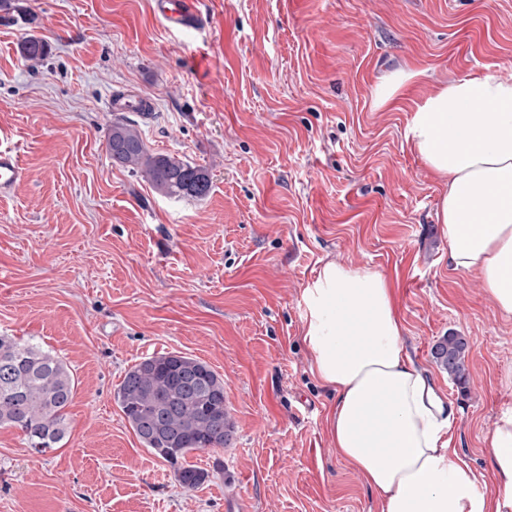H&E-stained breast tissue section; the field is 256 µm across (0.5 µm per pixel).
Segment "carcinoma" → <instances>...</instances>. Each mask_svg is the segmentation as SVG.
Segmentation results:
<instances>
[{
  "mask_svg": "<svg viewBox=\"0 0 512 512\" xmlns=\"http://www.w3.org/2000/svg\"><path fill=\"white\" fill-rule=\"evenodd\" d=\"M20 51L40 59L48 46L32 36ZM108 152L112 163L143 174L168 197L201 199L210 193L205 168L150 152L127 121L112 123ZM466 352L465 338L455 333L432 347L434 362L463 390ZM75 388L74 374L59 355L34 340L0 334V426L18 429L28 447L41 454L61 447ZM115 399L141 443L173 467L182 487L194 489L209 480V471L186 456L228 446L234 422L224 404V379L206 363L179 352L147 357L126 372Z\"/></svg>",
  "mask_w": 512,
  "mask_h": 512,
  "instance_id": "1",
  "label": "carcinoma"
}]
</instances>
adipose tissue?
Returning <instances> with one entry per match:
<instances>
[{
  "mask_svg": "<svg viewBox=\"0 0 512 512\" xmlns=\"http://www.w3.org/2000/svg\"><path fill=\"white\" fill-rule=\"evenodd\" d=\"M406 138L446 185L438 210L453 269L512 315V83L459 79L418 103ZM311 372L336 396L325 424L380 512H512V411L488 435L495 492L448 433L453 410L413 363L386 278L328 262L303 290Z\"/></svg>",
  "mask_w": 512,
  "mask_h": 512,
  "instance_id": "1",
  "label": "adipose tissue"
}]
</instances>
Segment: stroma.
Segmentation results:
<instances>
[{
  "mask_svg": "<svg viewBox=\"0 0 512 512\" xmlns=\"http://www.w3.org/2000/svg\"><path fill=\"white\" fill-rule=\"evenodd\" d=\"M175 34L152 0H10L0 9V143L27 179L0 200V332L63 357L77 386L61 448L0 428V512H379L324 424L302 292L335 261L381 272L414 364L455 408L451 445L496 489L488 434L512 409V316L453 271L443 182L406 139L445 82L512 83V0H200ZM34 36L48 54L24 58ZM419 71L392 103L373 92ZM150 95L151 152L204 167L202 199L161 194L107 151L109 91ZM469 345L460 389L431 357ZM181 352L224 380L235 430L194 451L189 490L116 400L126 370ZM419 71L401 69L394 72L374 89L376 105H386L394 100L401 88L419 78Z\"/></svg>",
  "mask_w": 512,
  "mask_h": 512,
  "instance_id": "stroma-1",
  "label": "stroma"
}]
</instances>
